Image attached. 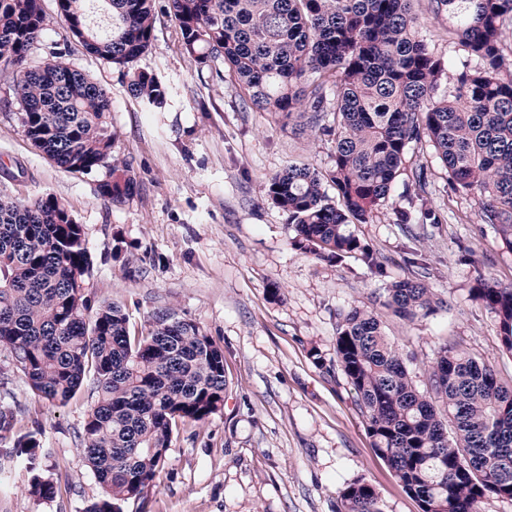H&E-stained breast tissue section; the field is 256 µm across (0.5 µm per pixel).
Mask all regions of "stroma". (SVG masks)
<instances>
[{
  "label": "stroma",
  "mask_w": 512,
  "mask_h": 512,
  "mask_svg": "<svg viewBox=\"0 0 512 512\" xmlns=\"http://www.w3.org/2000/svg\"><path fill=\"white\" fill-rule=\"evenodd\" d=\"M46 25L34 53L56 50L105 89L135 189L123 203L100 194L105 170L71 174L24 137L19 107L0 81V197L62 200L83 228L94 305L115 303L137 330L172 307L197 322L224 349L228 390L223 410L175 433L167 462L145 494L123 512H336L339 491L364 479L383 512H420L387 462L372 448L364 416L336 362V312L369 304L392 281L412 276L407 250L422 252L428 282L448 306L408 322L385 315L419 391L445 344L468 352L512 386V355L501 346L493 314L468 290L483 276L512 284V252L482 223L474 198L451 193L430 147L407 153L386 209L357 234L380 254L383 275L359 261H319L294 249L288 217L262 192L270 175L291 164L326 167L332 144L295 122L244 102L222 61L199 67L181 50L168 0H156L155 39L138 68L170 88L164 111L130 96L122 70L87 53L72 37L56 0H42ZM428 168L433 224L412 213L409 231L394 213L408 209L407 183ZM122 245L113 259L114 245ZM472 253L461 262L462 250ZM93 401L82 389L55 407L33 393L0 354V405L16 419L15 435L40 429L43 472L57 484L48 500L28 493L30 473L11 444H0V512H84L100 494L79 451Z\"/></svg>",
  "instance_id": "35a3bbf8"
}]
</instances>
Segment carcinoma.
<instances>
[{"label": "carcinoma", "mask_w": 512, "mask_h": 512, "mask_svg": "<svg viewBox=\"0 0 512 512\" xmlns=\"http://www.w3.org/2000/svg\"><path fill=\"white\" fill-rule=\"evenodd\" d=\"M413 2L170 0L185 55L202 67L223 61L244 101L305 116L311 133L333 143L326 168L291 164L262 185L288 215L291 245L322 260L353 257L379 275L380 256L352 225L387 206L403 159L423 144L443 163L449 189L477 198L482 223L512 251V58L503 46L512 0H431L434 16H448L455 55L446 61L420 36ZM57 6L89 53L126 69L129 94L162 111L166 87L135 68L152 48L156 0ZM44 29L41 0H0V74L22 132L67 172L106 169L100 192L121 202L134 178L112 154V101L65 53L33 61ZM427 184L421 165L413 199L432 221ZM90 272L82 225L63 202L0 199V350L55 406L90 387L80 449L101 495L85 512H114L154 482L179 424L222 411L224 350L172 309L156 312L141 334L117 304L88 315ZM469 294L497 318L512 354V284L480 275ZM442 306L422 274L392 282L372 305L337 313L336 361L372 448L420 512H477L487 496L512 499V387L445 345L429 369L430 391H418L378 311L412 321ZM13 448L33 472L30 494L53 498V479L38 472L41 441L28 433ZM336 512H382L376 489L362 479L347 484Z\"/></svg>", "instance_id": "carcinoma-1"}]
</instances>
